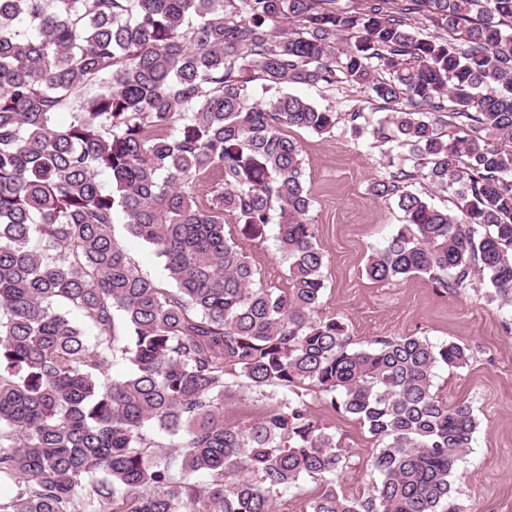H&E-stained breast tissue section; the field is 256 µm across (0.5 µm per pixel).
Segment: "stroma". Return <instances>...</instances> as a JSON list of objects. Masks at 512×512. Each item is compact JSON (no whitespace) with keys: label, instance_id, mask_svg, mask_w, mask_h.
Instances as JSON below:
<instances>
[{"label":"stroma","instance_id":"35a3bbf8","mask_svg":"<svg viewBox=\"0 0 512 512\" xmlns=\"http://www.w3.org/2000/svg\"><path fill=\"white\" fill-rule=\"evenodd\" d=\"M287 90L343 117L329 134L292 132L313 200L309 218L324 255L322 315L342 318L358 348L396 336L469 348L466 367L439 369L435 378L440 398L451 405H470L478 423L472 447L459 465L454 504L458 512H512V307L488 301L481 284L446 291L424 277L370 279L365 271L368 257L384 246L402 215L392 202L370 190L385 175L388 157L374 146L370 133H355L344 117L363 112L376 122L386 111L368 89L345 83L333 89L291 84ZM225 232L240 238L265 286L287 287V264L277 248L275 227H268L261 238L244 239L230 218ZM114 233L143 275L166 284L163 262L154 249L128 234L123 222H116ZM308 403L315 420L332 427L340 448L348 452L349 463L337 490L366 498L376 479L371 466L373 438L355 418L333 408L329 399L315 394ZM274 404V397L235 388L224 400V421L246 424Z\"/></svg>","mask_w":512,"mask_h":512}]
</instances>
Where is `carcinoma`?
<instances>
[{
	"label": "carcinoma",
	"mask_w": 512,
	"mask_h": 512,
	"mask_svg": "<svg viewBox=\"0 0 512 512\" xmlns=\"http://www.w3.org/2000/svg\"><path fill=\"white\" fill-rule=\"evenodd\" d=\"M389 2L0 0V512H279L306 478L320 481L307 512H455L477 422L434 379L469 350L416 336L355 349L319 314L313 200L283 128L330 133L337 113L279 89L344 82L391 108L374 127L347 113L409 147L372 186L402 224L371 279L482 280L512 306V0H407L433 31ZM418 178L455 209L411 190ZM119 215L170 287L128 257ZM226 216L248 237L277 227L287 288L257 280ZM238 382L282 397L228 425ZM313 393L376 442L363 500L336 490L345 457Z\"/></svg>",
	"instance_id": "obj_1"
}]
</instances>
